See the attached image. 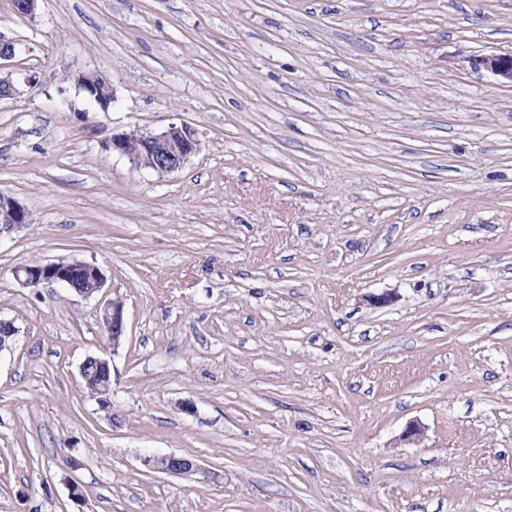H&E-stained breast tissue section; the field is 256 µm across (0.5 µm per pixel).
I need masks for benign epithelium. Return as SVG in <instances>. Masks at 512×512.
Returning <instances> with one entry per match:
<instances>
[{
	"mask_svg": "<svg viewBox=\"0 0 512 512\" xmlns=\"http://www.w3.org/2000/svg\"><path fill=\"white\" fill-rule=\"evenodd\" d=\"M480 63L503 82L512 85V53L494 54L481 58ZM78 85L92 97L101 108H107L115 100V91L110 78L100 72H81L77 75ZM109 147L112 151L127 157L137 166L158 173H169L184 167L189 158L200 150V141L195 129L187 123H171L159 130L140 132L138 145L130 144L127 133L112 135ZM29 224L28 213L20 202L0 192V239L20 231ZM15 279L24 286L39 284H63L85 297L99 295L105 287V276L99 266L86 261L51 262L36 267L23 265L14 270ZM86 279L89 289L75 287L77 278ZM100 320L109 334L112 350H117L127 336V325L123 301L112 298L104 302ZM108 375L110 363L98 357H87L80 366L83 385L91 384L89 367ZM143 464L154 471L189 476L199 471V465L192 459L175 454L152 456Z\"/></svg>",
	"mask_w": 512,
	"mask_h": 512,
	"instance_id": "1",
	"label": "benign epithelium"
}]
</instances>
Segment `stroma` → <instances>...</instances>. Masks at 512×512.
Instances as JSON below:
<instances>
[{"label":"stroma","mask_w":512,"mask_h":512,"mask_svg":"<svg viewBox=\"0 0 512 512\" xmlns=\"http://www.w3.org/2000/svg\"><path fill=\"white\" fill-rule=\"evenodd\" d=\"M0 35V512H512V87L477 63L512 0H0ZM172 123L178 171L108 147ZM71 260L102 295L13 276ZM78 85L92 97L101 108H107L115 100V91L110 78L100 72H81L77 75ZM28 223V213L20 202L0 192V240L20 231ZM100 320L112 348L118 349L127 336V325L125 318L124 303L119 297H113L104 302L100 310ZM143 464L148 469L170 475L189 476L197 473L200 469L194 460L175 454L146 457Z\"/></svg>","instance_id":"obj_1"}]
</instances>
